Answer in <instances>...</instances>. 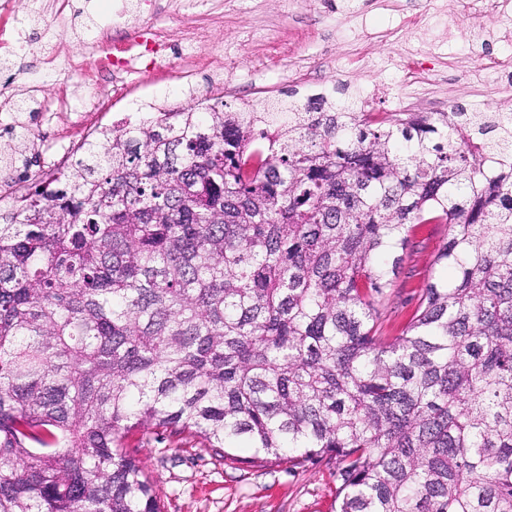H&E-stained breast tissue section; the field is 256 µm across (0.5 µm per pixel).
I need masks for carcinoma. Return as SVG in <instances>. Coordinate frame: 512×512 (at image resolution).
Returning a JSON list of instances; mask_svg holds the SVG:
<instances>
[{
	"label": "carcinoma",
	"mask_w": 512,
	"mask_h": 512,
	"mask_svg": "<svg viewBox=\"0 0 512 512\" xmlns=\"http://www.w3.org/2000/svg\"><path fill=\"white\" fill-rule=\"evenodd\" d=\"M0 213V512H162L139 427L336 461L339 512H512V112L115 127ZM448 225L405 330L378 305Z\"/></svg>",
	"instance_id": "carcinoma-1"
}]
</instances>
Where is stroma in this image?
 <instances>
[{
    "label": "stroma",
    "instance_id": "obj_1",
    "mask_svg": "<svg viewBox=\"0 0 512 512\" xmlns=\"http://www.w3.org/2000/svg\"><path fill=\"white\" fill-rule=\"evenodd\" d=\"M324 0H204L198 18L174 12L169 0H67L64 21H56L52 0H15V11L0 26V40L21 44L23 59H10L0 69V87L25 94L31 111L69 95L70 107L51 124H31V139L49 156L70 164L65 148L84 129H111L130 98L160 93L178 108L195 106L204 88H191L183 76V61L200 51L230 53L236 61L233 95L217 107L245 103L261 106L306 104L326 98L339 106L359 103L361 91L373 83L390 84V92L372 99L376 112H391L403 87V66L414 61L424 77L412 85L419 98L444 101L446 110L470 109L487 103L489 110L512 112V91L499 89L494 74L467 79L463 72L478 66L486 52L512 55V22L495 16L461 18L453 0H429L438 24L432 29L407 25L419 0H332L335 11L326 18L320 38L310 35V22ZM140 24L169 28L183 48L170 58L132 77L129 98L107 100L101 112L86 114L84 101L91 87L53 67L64 53L110 49L111 33L129 18ZM206 25L211 39L195 43L190 28ZM274 43L287 44L291 58H270ZM26 66L31 78L9 80L11 70ZM448 236L443 224L417 228L392 288L379 306L380 321L389 335L400 334L410 320L422 286L442 279L436 264L438 248ZM128 452L143 467L159 496L163 512H336V467L322 459L292 466L272 462L253 466L248 449L228 457L216 455L198 438L176 437L163 429H139L127 438Z\"/></svg>",
    "mask_w": 512,
    "mask_h": 512
}]
</instances>
